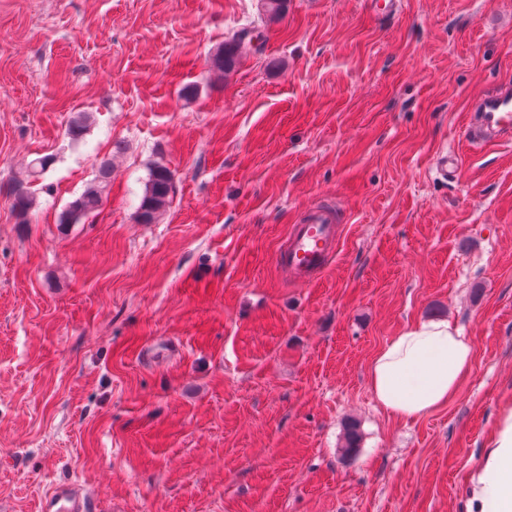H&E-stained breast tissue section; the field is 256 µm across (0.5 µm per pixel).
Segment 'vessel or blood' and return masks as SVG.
<instances>
[{"instance_id":"b4317fda","label":"vessel or blood","mask_w":512,"mask_h":512,"mask_svg":"<svg viewBox=\"0 0 512 512\" xmlns=\"http://www.w3.org/2000/svg\"><path fill=\"white\" fill-rule=\"evenodd\" d=\"M466 137L472 148L512 140V83L503 82L490 93L472 101ZM339 240V220L333 208L309 207L284 245L276 251L274 262L296 282L307 284L324 270L335 254ZM95 506L76 485L53 484L41 502L40 512H94Z\"/></svg>"}]
</instances>
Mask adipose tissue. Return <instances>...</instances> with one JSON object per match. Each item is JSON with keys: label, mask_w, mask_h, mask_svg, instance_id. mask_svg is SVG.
I'll use <instances>...</instances> for the list:
<instances>
[{"label": "adipose tissue", "mask_w": 512, "mask_h": 512, "mask_svg": "<svg viewBox=\"0 0 512 512\" xmlns=\"http://www.w3.org/2000/svg\"><path fill=\"white\" fill-rule=\"evenodd\" d=\"M474 356L471 340L452 320L412 324L376 352L368 386L390 417L413 422L446 407ZM467 512H512V406H504L486 450L469 476Z\"/></svg>", "instance_id": "1"}]
</instances>
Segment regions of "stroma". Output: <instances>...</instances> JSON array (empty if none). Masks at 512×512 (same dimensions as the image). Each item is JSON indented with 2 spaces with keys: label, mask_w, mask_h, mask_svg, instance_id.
I'll list each match as a JSON object with an SVG mask.
<instances>
[{
  "label": "stroma",
  "mask_w": 512,
  "mask_h": 512,
  "mask_svg": "<svg viewBox=\"0 0 512 512\" xmlns=\"http://www.w3.org/2000/svg\"><path fill=\"white\" fill-rule=\"evenodd\" d=\"M257 4L0 0V512H38L59 481L97 512H464L512 404V141L473 153L465 134L470 99L512 80V0L385 20L289 0L262 51L215 73ZM444 150L462 159L446 180ZM43 155L18 223L5 189ZM104 159L102 210L60 226ZM158 162L173 202L141 224ZM320 201L342 237L296 285L273 255ZM444 317L471 368L448 407L394 421L370 361ZM252 34V30L242 29L231 39L225 40L211 53L209 58L210 68L222 75H228L235 71L239 65L240 45Z\"/></svg>",
  "instance_id": "1"
}]
</instances>
